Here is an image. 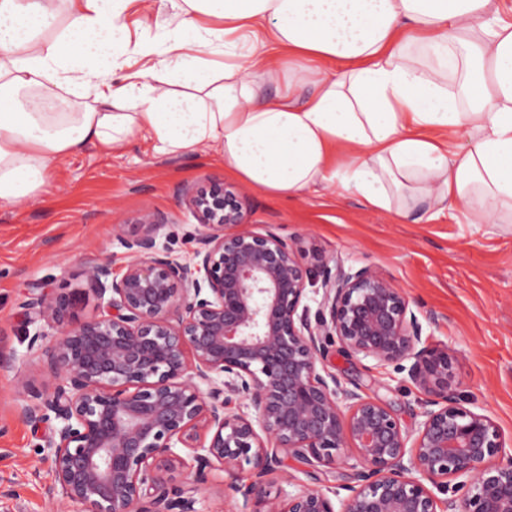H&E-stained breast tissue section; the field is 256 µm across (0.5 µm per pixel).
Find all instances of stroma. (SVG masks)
Segmentation results:
<instances>
[{
    "mask_svg": "<svg viewBox=\"0 0 512 512\" xmlns=\"http://www.w3.org/2000/svg\"><path fill=\"white\" fill-rule=\"evenodd\" d=\"M168 18L159 0H130L121 21L136 42L161 39ZM213 181L237 192L249 224L295 238L309 267L335 257L378 268L437 315V324L424 329L426 342L447 348L465 407L488 414L512 437V224H471L460 210L405 219L332 188L275 195L245 183L212 149L164 154L139 135L119 151L87 149L63 158L48 186L0 208V340L15 355L14 368L0 370V485L11 490L0 496V512L50 509L53 473L41 447L55 424L35 428L12 413L15 373L32 369L28 336L36 326L22 307L29 290H82L78 318L97 317L102 302L87 288L84 267L106 258L122 272L126 256L118 239L141 232L147 211L166 224L162 245L190 260L196 220L188 198ZM327 368L342 383H359L407 433L415 432L425 396L393 366L346 358L334 345ZM285 471L274 485L282 493L318 488L337 505L347 495L350 465L309 467L289 459Z\"/></svg>",
    "mask_w": 512,
    "mask_h": 512,
    "instance_id": "stroma-1",
    "label": "stroma"
}]
</instances>
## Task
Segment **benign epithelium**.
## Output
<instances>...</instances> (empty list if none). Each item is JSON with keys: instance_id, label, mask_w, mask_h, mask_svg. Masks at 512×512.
Returning <instances> with one entry per match:
<instances>
[{"instance_id": "obj_1", "label": "benign epithelium", "mask_w": 512, "mask_h": 512, "mask_svg": "<svg viewBox=\"0 0 512 512\" xmlns=\"http://www.w3.org/2000/svg\"><path fill=\"white\" fill-rule=\"evenodd\" d=\"M189 206L193 261L159 245L166 224L147 212L141 233L119 238L120 275L107 261L85 267L106 298L100 316L77 319L74 291L26 301L43 326L29 341L37 374L16 376L13 412L33 426L57 421L51 499L82 512H200L219 469L248 474L235 490L249 512H336L317 488L272 492L273 475L286 458L336 466L353 448L343 512H512L499 426L460 403L448 349L422 343L434 315L392 278L338 259L318 265L313 310L294 239L244 226L222 183ZM332 342L397 365L425 392L413 447L386 404L326 370Z\"/></svg>"}]
</instances>
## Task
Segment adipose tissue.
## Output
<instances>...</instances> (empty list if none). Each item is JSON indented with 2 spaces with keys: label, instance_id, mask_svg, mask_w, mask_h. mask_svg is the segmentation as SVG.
<instances>
[{
  "label": "adipose tissue",
  "instance_id": "ef3b65f1",
  "mask_svg": "<svg viewBox=\"0 0 512 512\" xmlns=\"http://www.w3.org/2000/svg\"><path fill=\"white\" fill-rule=\"evenodd\" d=\"M167 2L174 25L153 47L128 40L127 0H0V206L60 159L143 133L167 153L211 147L274 194L329 185L405 218L461 206L512 223L507 0ZM131 54L153 63L113 86Z\"/></svg>",
  "mask_w": 512,
  "mask_h": 512
}]
</instances>
